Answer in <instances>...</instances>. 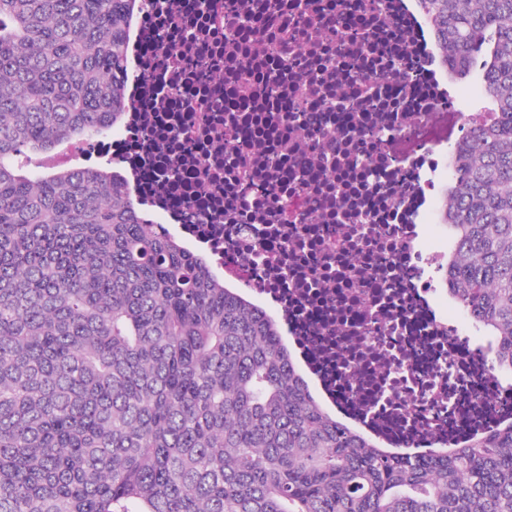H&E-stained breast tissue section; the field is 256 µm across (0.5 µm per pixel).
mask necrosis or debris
<instances>
[{"mask_svg": "<svg viewBox=\"0 0 512 512\" xmlns=\"http://www.w3.org/2000/svg\"><path fill=\"white\" fill-rule=\"evenodd\" d=\"M418 0H144L119 136L57 164L121 169L189 252L287 329L326 407L419 458L512 421L490 344L440 311L424 250L454 97Z\"/></svg>", "mask_w": 512, "mask_h": 512, "instance_id": "obj_1", "label": "necrosis or debris"}]
</instances>
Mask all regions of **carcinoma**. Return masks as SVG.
Instances as JSON below:
<instances>
[{
    "label": "carcinoma",
    "instance_id": "carcinoma-1",
    "mask_svg": "<svg viewBox=\"0 0 512 512\" xmlns=\"http://www.w3.org/2000/svg\"><path fill=\"white\" fill-rule=\"evenodd\" d=\"M143 0H0V512H512V423L425 458L327 414L279 323L52 151L122 124ZM491 103L457 145L448 294L512 371V0H418Z\"/></svg>",
    "mask_w": 512,
    "mask_h": 512
}]
</instances>
